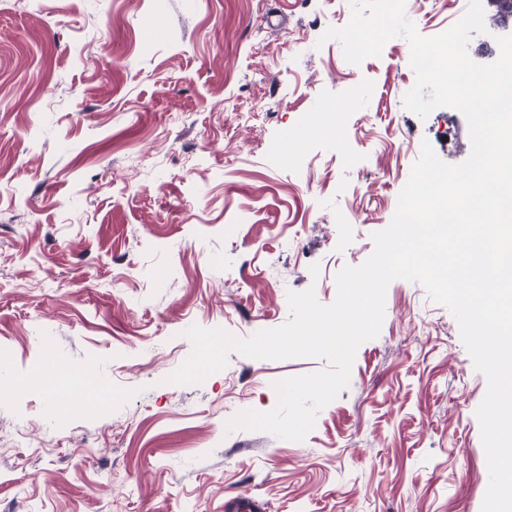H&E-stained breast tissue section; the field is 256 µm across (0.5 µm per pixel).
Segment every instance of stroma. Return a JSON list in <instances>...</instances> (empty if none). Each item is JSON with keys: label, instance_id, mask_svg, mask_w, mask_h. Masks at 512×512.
Masks as SVG:
<instances>
[{"label": "stroma", "instance_id": "1", "mask_svg": "<svg viewBox=\"0 0 512 512\" xmlns=\"http://www.w3.org/2000/svg\"><path fill=\"white\" fill-rule=\"evenodd\" d=\"M467 7L405 12L432 37ZM350 19L349 0H0V387L94 359L113 395L57 419L49 393L0 394V512H225L238 495L266 512H481L487 382L419 284L389 285L379 336L304 440L225 423L326 360L233 353L202 383L165 381L191 326L246 338L289 320L288 291L332 303L422 141L469 156L460 111L405 108L407 40L358 65L322 41ZM337 121L341 136L308 133Z\"/></svg>", "mask_w": 512, "mask_h": 512}]
</instances>
